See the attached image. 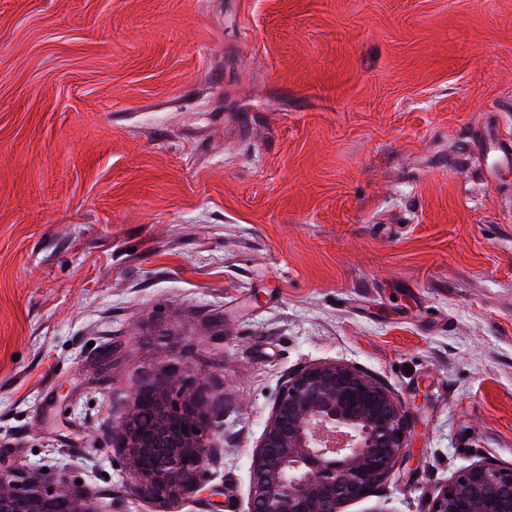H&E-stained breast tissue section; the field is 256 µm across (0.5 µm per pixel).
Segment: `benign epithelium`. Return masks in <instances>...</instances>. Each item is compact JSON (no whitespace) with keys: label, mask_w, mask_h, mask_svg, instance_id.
<instances>
[{"label":"benign epithelium","mask_w":512,"mask_h":512,"mask_svg":"<svg viewBox=\"0 0 512 512\" xmlns=\"http://www.w3.org/2000/svg\"><path fill=\"white\" fill-rule=\"evenodd\" d=\"M409 434L400 402L356 367L324 362L294 370L252 456L248 512H343L410 456ZM121 448L133 494L162 512L202 487L214 451L175 373L128 419ZM60 501L69 512H99L58 471L20 477L0 470V512H56ZM427 512H512V467L472 465L438 489Z\"/></svg>","instance_id":"benign-epithelium-1"}]
</instances>
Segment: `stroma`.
I'll use <instances>...</instances> for the list:
<instances>
[{
    "mask_svg": "<svg viewBox=\"0 0 512 512\" xmlns=\"http://www.w3.org/2000/svg\"><path fill=\"white\" fill-rule=\"evenodd\" d=\"M415 445L343 512L512 465V0H0V464L157 512L120 450L179 368L246 512L289 371Z\"/></svg>",
    "mask_w": 512,
    "mask_h": 512,
    "instance_id": "1",
    "label": "stroma"
}]
</instances>
